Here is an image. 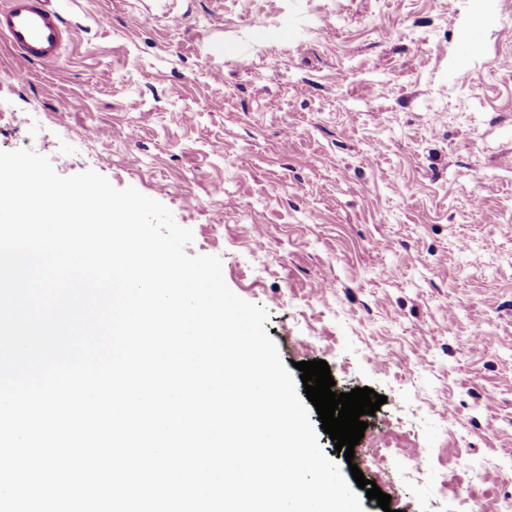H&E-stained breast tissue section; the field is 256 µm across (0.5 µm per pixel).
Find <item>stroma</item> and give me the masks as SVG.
<instances>
[{
  "label": "stroma",
  "instance_id": "35a3bbf8",
  "mask_svg": "<svg viewBox=\"0 0 512 512\" xmlns=\"http://www.w3.org/2000/svg\"><path fill=\"white\" fill-rule=\"evenodd\" d=\"M152 2L76 0L53 64L0 43V150L161 202L283 363L386 396L353 461L318 442L392 512L512 495V0ZM385 435L403 450L379 469ZM460 458L471 498L435 500Z\"/></svg>",
  "mask_w": 512,
  "mask_h": 512
}]
</instances>
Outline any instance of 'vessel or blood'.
<instances>
[{"mask_svg":"<svg viewBox=\"0 0 512 512\" xmlns=\"http://www.w3.org/2000/svg\"><path fill=\"white\" fill-rule=\"evenodd\" d=\"M73 34L55 0H0V40L26 62H56Z\"/></svg>","mask_w":512,"mask_h":512,"instance_id":"b4317fda","label":"vessel or blood"}]
</instances>
